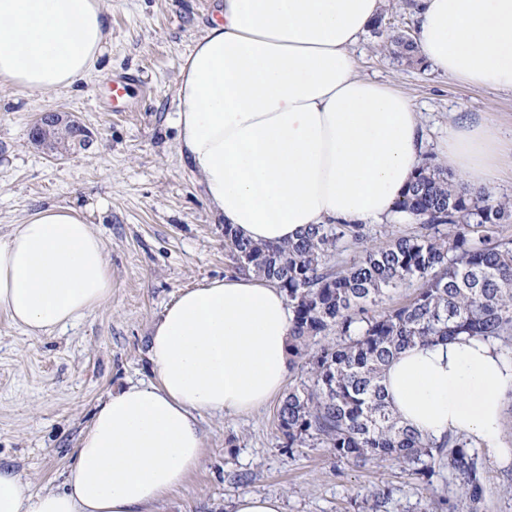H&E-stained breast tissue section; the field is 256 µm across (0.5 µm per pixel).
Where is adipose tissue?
Here are the masks:
<instances>
[{
    "label": "adipose tissue",
    "mask_w": 512,
    "mask_h": 512,
    "mask_svg": "<svg viewBox=\"0 0 512 512\" xmlns=\"http://www.w3.org/2000/svg\"><path fill=\"white\" fill-rule=\"evenodd\" d=\"M381 0H223L184 58L177 150L213 212L239 238L279 245L316 224H385L424 153L419 112L358 76L353 49ZM415 41L459 82L512 91V0H414ZM109 19L102 0H0V87L44 95L89 78ZM439 157L472 187L504 157L496 126L449 124ZM112 302L106 244L89 211L49 206L0 236V313L28 335L67 327ZM292 313L251 274L183 289L154 322L153 378L111 392L82 431L63 490L30 494L0 467V512H154L205 457L201 420L280 395ZM384 386L403 422L462 434L489 457L503 432L512 353L459 335L402 350Z\"/></svg>",
    "instance_id": "ef3b65f1"
}]
</instances>
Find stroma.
<instances>
[{
    "mask_svg": "<svg viewBox=\"0 0 512 512\" xmlns=\"http://www.w3.org/2000/svg\"><path fill=\"white\" fill-rule=\"evenodd\" d=\"M109 36L99 71L43 96L0 88V235L47 205L89 208L106 243L112 303L75 325L33 337L0 315V464L31 493L57 490L82 430L107 395L152 377L147 339L179 290L229 272L224 226L198 175L177 151L176 85L184 57L219 0H104ZM414 34L408 0H383L378 28L360 38L357 71L408 97L423 116L428 148L453 113L486 115L512 145V91L468 86L428 62L407 65L387 50L391 31ZM130 79L132 111L108 81ZM75 115L92 139L62 159L31 137L42 113ZM276 403L251 415L204 417L203 466L155 512H233L243 494L275 496L284 512H436L454 496L450 473L433 484L396 462H339L325 448H280ZM482 512H512V464L486 460ZM389 489L382 506L373 494Z\"/></svg>",
    "mask_w": 512,
    "mask_h": 512,
    "instance_id": "stroma-1",
    "label": "stroma"
}]
</instances>
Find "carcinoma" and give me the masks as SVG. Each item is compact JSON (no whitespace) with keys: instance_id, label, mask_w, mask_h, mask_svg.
Here are the masks:
<instances>
[{"instance_id":"1","label":"carcinoma","mask_w":512,"mask_h":512,"mask_svg":"<svg viewBox=\"0 0 512 512\" xmlns=\"http://www.w3.org/2000/svg\"><path fill=\"white\" fill-rule=\"evenodd\" d=\"M392 53L420 60L413 37L389 35ZM397 213L419 224L413 235L367 245L364 224L310 225L295 242L263 245L224 228L235 271L252 272L285 293L293 313L290 354L299 378L276 410L279 447H321L338 461H395L433 485L446 467L460 497L441 496L440 512H481L483 460L473 440L423 437L386 400L385 367L404 347L460 334L491 339L512 352V200L459 189L447 168L426 162ZM360 249L350 265L335 258ZM405 301L382 304L403 288ZM336 335L332 341L328 334Z\"/></svg>"}]
</instances>
